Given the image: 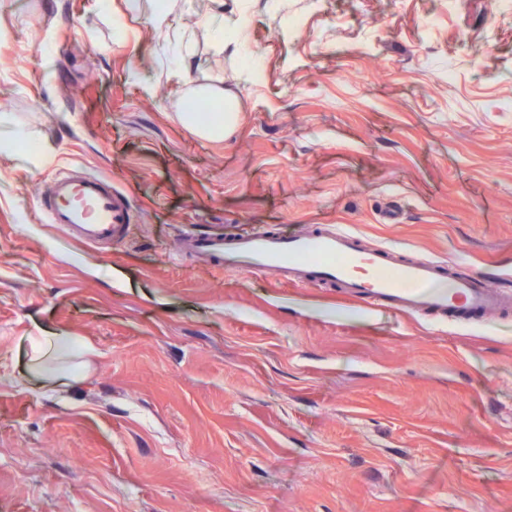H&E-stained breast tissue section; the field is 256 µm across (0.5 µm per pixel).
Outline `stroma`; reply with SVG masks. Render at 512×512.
I'll use <instances>...</instances> for the list:
<instances>
[{"label": "stroma", "mask_w": 512, "mask_h": 512, "mask_svg": "<svg viewBox=\"0 0 512 512\" xmlns=\"http://www.w3.org/2000/svg\"><path fill=\"white\" fill-rule=\"evenodd\" d=\"M154 6L0 0V512H512V315L392 311L177 248L335 224L512 295V8L224 0L257 79L218 51L212 0L161 28ZM188 43L239 94L224 141L172 117ZM75 164L128 195L123 243L40 222ZM56 332L87 372L31 366Z\"/></svg>", "instance_id": "stroma-1"}]
</instances>
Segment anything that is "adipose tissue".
<instances>
[{
	"label": "adipose tissue",
	"mask_w": 512,
	"mask_h": 512,
	"mask_svg": "<svg viewBox=\"0 0 512 512\" xmlns=\"http://www.w3.org/2000/svg\"><path fill=\"white\" fill-rule=\"evenodd\" d=\"M203 103L213 107L210 119H203L194 109ZM178 121L191 133L204 140H221L235 133L240 122V99L223 84L186 80L179 96L172 103Z\"/></svg>",
	"instance_id": "1"
}]
</instances>
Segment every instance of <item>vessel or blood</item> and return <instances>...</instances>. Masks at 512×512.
Returning <instances> with one entry per match:
<instances>
[{
    "mask_svg": "<svg viewBox=\"0 0 512 512\" xmlns=\"http://www.w3.org/2000/svg\"><path fill=\"white\" fill-rule=\"evenodd\" d=\"M47 223L80 244L98 247L124 241L133 220L126 193L111 178L73 166L57 174L38 197ZM182 257L211 267L263 270L294 284L324 281L346 288L349 297L396 311L422 312L460 322L505 315L512 299L484 286L475 274H458L438 260L397 257L384 248L362 246L353 231L311 225L294 234L258 229L227 236L186 231Z\"/></svg>",
    "mask_w": 512,
    "mask_h": 512,
    "instance_id": "obj_1",
    "label": "vessel or blood"
}]
</instances>
